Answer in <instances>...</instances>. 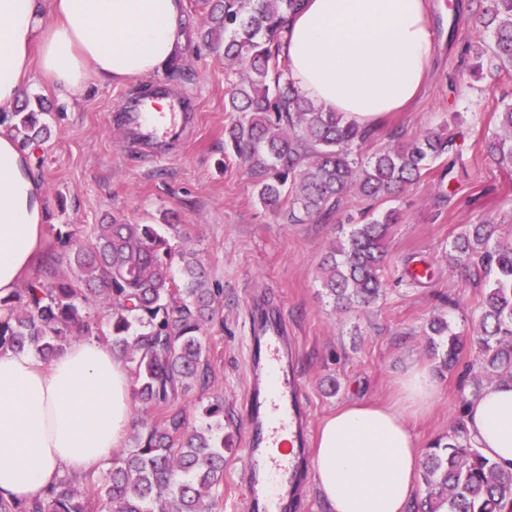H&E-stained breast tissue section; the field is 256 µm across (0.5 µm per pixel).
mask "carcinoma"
I'll use <instances>...</instances> for the list:
<instances>
[{
	"instance_id": "1",
	"label": "carcinoma",
	"mask_w": 512,
	"mask_h": 512,
	"mask_svg": "<svg viewBox=\"0 0 512 512\" xmlns=\"http://www.w3.org/2000/svg\"><path fill=\"white\" fill-rule=\"evenodd\" d=\"M302 0H216L197 36L224 41V61L244 69L225 99L233 114L224 150L241 159L259 201L272 211L288 206V220L326 221L351 192L380 201L421 179L448 157L453 137L441 126L413 142L367 157L362 145L374 129L343 112H326L291 80L279 40L288 15ZM479 28L491 43L473 53L471 75L512 70V0H488ZM40 113L18 110L15 137L24 144L48 133ZM499 131L488 153L512 168V101H502ZM399 212L388 208L352 225L345 242L320 264L321 284L336 308L374 303L383 293L389 229ZM65 235L66 257L41 258L25 287L0 298V350L29 349L51 361L67 345L91 339L112 346L133 376V394L145 417L133 446L112 458L96 481L77 487L65 474L32 501L0 498V512H219L224 483V398L202 406L204 425L188 422L180 397L210 384L202 336L215 314L219 289L210 287L196 253L180 250L182 284L170 277L169 241L152 224H97L86 245ZM449 267L473 261L484 296L477 341V373L489 383L512 381V241L493 224H470L451 243ZM67 269H59L60 263ZM426 344L452 369L464 333L443 316L430 320ZM425 496L418 512H512V468L484 457L470 443L463 420L426 452Z\"/></svg>"
}]
</instances>
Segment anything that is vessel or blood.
<instances>
[{"label": "vessel or blood", "mask_w": 512, "mask_h": 512, "mask_svg": "<svg viewBox=\"0 0 512 512\" xmlns=\"http://www.w3.org/2000/svg\"><path fill=\"white\" fill-rule=\"evenodd\" d=\"M150 97L168 99L172 111L164 121H155L147 112L144 103ZM194 116L193 97L173 93L157 80L147 94L128 97L118 118L132 153L161 160L168 156L170 145L186 134ZM261 313L263 328L249 337L246 350L244 492L249 512H294L310 479L305 453L310 408L289 348L286 322L273 307H262ZM284 432L292 435L294 452L285 457L269 455Z\"/></svg>", "instance_id": "b4317fda"}]
</instances>
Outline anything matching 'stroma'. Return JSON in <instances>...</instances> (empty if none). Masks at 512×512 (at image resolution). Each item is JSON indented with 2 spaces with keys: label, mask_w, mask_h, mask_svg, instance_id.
Masks as SVG:
<instances>
[{
  "label": "stroma",
  "mask_w": 512,
  "mask_h": 512,
  "mask_svg": "<svg viewBox=\"0 0 512 512\" xmlns=\"http://www.w3.org/2000/svg\"><path fill=\"white\" fill-rule=\"evenodd\" d=\"M428 5L438 46L429 81L407 111L382 121L365 150L406 144L445 124L459 151L457 166L453 177L445 178L443 162H435L420 182L390 197L400 221L387 241L384 293L359 310L334 308L319 282V266L349 230V216L365 203L352 193L330 221L290 224L259 202L246 166L224 150V127L230 121L224 103L238 76L225 66L223 52L195 36L208 16V0L185 4V75L171 86L194 94L196 121L169 158L150 164L128 153L111 122L129 93L151 79H165V72L121 85L92 80L73 99L41 79L30 83L27 100H42L48 111V137L27 147L43 191V253L61 252V232H73L82 244L97 224H155L173 248L196 251L211 286L220 291L217 316L205 337L210 388L193 389L181 402L196 425L202 401L224 397L221 512H246L245 347L256 298L280 308L295 340L312 430L344 404L392 400L398 381L416 365L426 367L438 385L430 413L409 419L419 453L448 435L457 421L465 374L479 347L468 342L449 371L427 349L423 330L441 313L467 328L477 325L484 290L465 269L449 271V243L471 224L496 225L500 237L512 239V170L500 168L484 149L485 139L498 129L502 98H512V76L470 77L472 48L491 39L475 24L474 0H428ZM452 17L457 20L453 29L448 26ZM411 258L424 261L433 277L420 284L405 280Z\"/></svg>",
  "instance_id": "stroma-1"
}]
</instances>
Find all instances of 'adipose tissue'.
<instances>
[{"label": "adipose tissue", "mask_w": 512, "mask_h": 512, "mask_svg": "<svg viewBox=\"0 0 512 512\" xmlns=\"http://www.w3.org/2000/svg\"><path fill=\"white\" fill-rule=\"evenodd\" d=\"M185 0H0V105L24 97L32 71L70 98L89 79L121 84L163 70L186 41ZM291 80L327 112L373 126L421 91L435 54L427 0H304L280 42ZM44 205L31 159L0 135V297L38 256ZM424 369L399 382L395 404L356 403L322 425L311 457L332 512H407L419 454L405 410L429 411ZM128 372L91 340L49 363L0 352V497L32 500L66 473L104 467L132 426ZM475 448L512 468V383L464 410Z\"/></svg>", "instance_id": "adipose-tissue-1"}]
</instances>
